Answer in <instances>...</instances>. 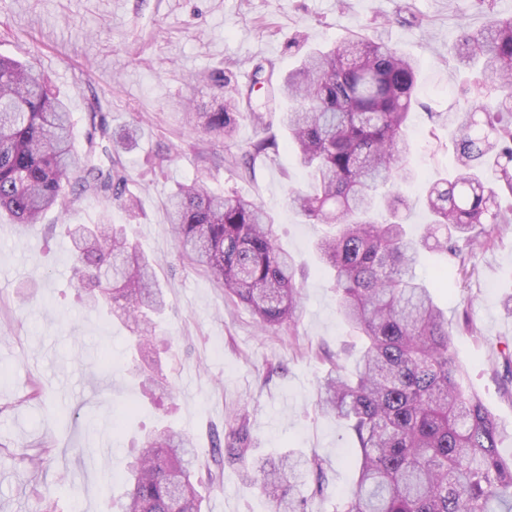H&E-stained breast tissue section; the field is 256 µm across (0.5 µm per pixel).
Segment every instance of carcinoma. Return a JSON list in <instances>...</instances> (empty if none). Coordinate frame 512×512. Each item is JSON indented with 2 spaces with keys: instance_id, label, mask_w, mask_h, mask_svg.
Here are the masks:
<instances>
[{
  "instance_id": "carcinoma-1",
  "label": "carcinoma",
  "mask_w": 512,
  "mask_h": 512,
  "mask_svg": "<svg viewBox=\"0 0 512 512\" xmlns=\"http://www.w3.org/2000/svg\"><path fill=\"white\" fill-rule=\"evenodd\" d=\"M486 4V23L461 28L452 51L470 75L458 103L436 116L454 137L455 174L429 184L431 222L409 233L402 184L414 179L405 129L416 103L417 60L382 36L350 34L315 49L281 78L288 109L282 126L312 182L292 189L290 205L309 223L324 224L320 260L336 290L337 312L364 350L352 375L332 366L321 381L320 405L355 438L350 449L356 488L334 512H512V457L498 448L505 431L479 396L461 382L450 354L448 318L413 268L422 251L465 263L458 241L489 245L512 224V16ZM224 99L208 112H189L191 130L232 139L242 110L262 136L243 151L248 170L277 148L252 104V91L227 76H203ZM85 150L72 137L67 105L47 86L35 60L0 56V214L35 224L43 212L68 213L80 200L116 203L130 211L124 167L113 160L107 117L90 113ZM177 249L224 295L247 306L264 332L293 326L301 307L295 264L277 242L272 216L254 201L214 191L201 178L168 201ZM75 288L88 303L104 299L118 319L138 326L146 353L156 318L167 306L153 266L123 230L109 222L72 224ZM208 480L238 466L270 501V512H308L301 488L325 461L290 450L252 454L245 415L228 417L215 433ZM189 435L162 427L139 449L121 512H202Z\"/></svg>"
}]
</instances>
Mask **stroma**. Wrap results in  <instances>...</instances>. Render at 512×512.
Instances as JSON below:
<instances>
[{"label": "stroma", "instance_id": "stroma-1", "mask_svg": "<svg viewBox=\"0 0 512 512\" xmlns=\"http://www.w3.org/2000/svg\"><path fill=\"white\" fill-rule=\"evenodd\" d=\"M485 20L478 0H0V54L37 59L52 91L69 102L76 142L85 139L95 97L113 132H133L119 159L137 198L132 212L84 200L24 230L0 217V512H43L50 500L56 512H120L123 481L152 432L188 433L204 465L211 431L240 409L256 454L297 449L325 461L326 495L303 488L309 512H331V500L352 493L354 441L321 412L319 381L331 362L351 370L361 340L336 313L316 250L323 225L306 223L288 203L290 189L306 179L280 125L278 83L252 85L253 68L270 65L280 74L312 48L375 29L419 62L410 120V164L419 178L406 189L416 233L427 221V181L452 164L438 118L456 99L448 48L459 26L477 29ZM217 68L265 102L264 122L278 138L277 152L256 162L251 179L233 164L259 135L248 114L227 143L200 138L186 124L184 106L213 107L210 87L196 76ZM197 177L273 216L302 287L294 327L261 333L248 308L179 256L166 201ZM105 217L152 261L165 291L169 307L157 333L166 344L149 364L171 382V394L143 395L127 352L132 325L114 319L110 306L90 307L71 286L66 227ZM443 267L450 277L434 295L448 316L462 383L504 428L500 452L511 457L512 316L503 303L512 296V226L469 253L466 271L427 253L415 272L427 280ZM34 387L40 397L31 402ZM33 455L39 466L30 464ZM203 512H269V504L228 468L221 483L206 486Z\"/></svg>", "mask_w": 512, "mask_h": 512}]
</instances>
